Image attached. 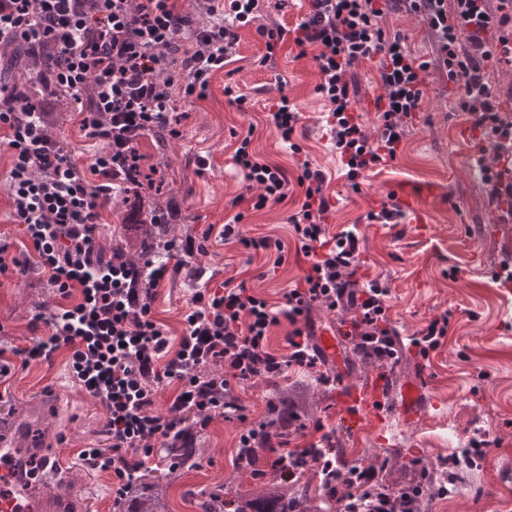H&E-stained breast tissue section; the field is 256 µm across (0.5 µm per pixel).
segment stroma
<instances>
[{"label":"stroma","instance_id":"stroma-1","mask_svg":"<svg viewBox=\"0 0 512 512\" xmlns=\"http://www.w3.org/2000/svg\"><path fill=\"white\" fill-rule=\"evenodd\" d=\"M385 24L407 37L417 58L432 59L434 39L420 16L391 13ZM264 53L254 29H241L235 63L214 76L206 99L182 103L180 137L149 148L153 158L167 161L170 189L181 207L182 219L173 225L172 237H194L204 245L181 272L159 285L155 318L169 336L179 338L197 289L216 288L230 278L246 280L253 294L270 303H282L308 268L287 222L302 197L297 159L307 157L326 177L325 193L332 203L329 234L357 225L361 272L388 286V317L401 337L409 338L444 313L450 321L448 337L429 357L406 348L395 363L369 365L359 361L350 341H341L336 361L313 370L292 367L272 382L241 384L237 395L248 420L265 416L277 390L309 385L316 404L306 429L289 431L291 447L329 433L339 459L390 463V473L379 477L385 485L407 482L415 466L437 468L456 449L486 441V460L460 464L446 491H427L425 512H512V294L492 279L512 259V244L498 232L499 212L480 175L471 171L477 155L472 133L452 109L454 96L445 72L430 68L423 108L409 124L396 159L366 172L354 186L326 131L329 104L316 91L319 76L312 58H298L290 42L274 65L262 64ZM354 73L359 89L355 110L367 130H375L374 101L383 92L378 63L360 61ZM228 86L245 96L243 105L229 103L224 94ZM283 96L302 115L298 157L265 124L269 108ZM247 135L257 160L280 165L289 177L286 200L258 212L242 200L246 184L234 162L235 150ZM406 189L425 211L424 226L365 223L369 210L380 209ZM239 212L245 215V235L281 240L283 251L250 255L224 242L217 229ZM53 301L51 288L36 269L0 275V347L29 344L32 318ZM322 373L332 376V383L319 382ZM377 379L384 382L383 420L351 430L340 416L337 393ZM409 382L421 385L427 402L425 416L414 420L403 418L398 409L400 392ZM0 394L5 397L0 419L24 417L36 400L47 411L43 425L32 433L30 460L37 464L59 452L72 465L65 482L50 486L51 499L65 503L66 512H113L111 476L78 465L81 450L108 445L105 409L79 388L65 354L12 369L0 382ZM244 423L219 418L198 437L196 445L204 450L198 466L163 483L171 512H200L205 493L217 486L233 495L234 448Z\"/></svg>","mask_w":512,"mask_h":512}]
</instances>
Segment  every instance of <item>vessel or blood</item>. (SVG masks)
I'll use <instances>...</instances> for the list:
<instances>
[{"mask_svg":"<svg viewBox=\"0 0 512 512\" xmlns=\"http://www.w3.org/2000/svg\"><path fill=\"white\" fill-rule=\"evenodd\" d=\"M380 395L372 388L358 386L342 397L347 426L357 427L363 414H375ZM28 426L15 423L13 429H0V512H46L44 500L36 492L38 479L58 480L65 469L62 459L50 456L42 465L39 477L26 472L25 449Z\"/></svg>","mask_w":512,"mask_h":512,"instance_id":"b4317fda","label":"vessel or blood"}]
</instances>
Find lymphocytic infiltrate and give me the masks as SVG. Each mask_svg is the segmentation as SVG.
Returning <instances> with one entry per match:
<instances>
[{
	"instance_id": "1",
	"label": "lymphocytic infiltrate",
	"mask_w": 512,
	"mask_h": 512,
	"mask_svg": "<svg viewBox=\"0 0 512 512\" xmlns=\"http://www.w3.org/2000/svg\"><path fill=\"white\" fill-rule=\"evenodd\" d=\"M389 10L423 17L437 36L436 63L461 89L458 111L495 152L512 151V120L502 115L512 87L498 96L488 84L489 69L512 68V0H309L308 13L292 30L261 24L260 0L211 7L202 25L177 0H0V49L20 46L38 55L53 47L58 63L35 78L76 103L82 138L99 147L91 164L80 166L50 134L42 104H22L0 83L8 196L25 237L20 255L12 253L11 243L0 242V274L37 267L55 296L54 308L31 321L37 339L8 352L26 366L69 350L80 388L106 408L111 439L109 447L83 450L82 459L111 473L115 500L134 497L148 463L173 469L171 449L193 445L216 418L243 417L235 384L276 378L293 365H317L321 353L309 342L311 303L348 312L355 346L374 343L380 358H397L389 290L375 279L359 281L357 229L328 235L325 176L310 161L299 165L301 208L288 217L310 264L302 284L285 293L283 306L228 279L220 289L194 294L185 330L171 341L152 313L155 290L170 275L172 260L202 251V243L173 240L136 264L117 250L102 259L99 232L102 214L116 198L125 209L123 237L168 222V213L129 193L128 185L151 165L149 135L164 128L178 137L179 102L206 96L214 75L231 61L238 29L246 26L264 39L265 60H273L288 40L299 56L313 57L316 90L330 105L326 124L350 181L395 159L408 123L422 110L431 64L415 58L405 35L381 26ZM175 46L183 56L171 66L166 52ZM374 57L385 92L374 101L380 124L372 138L354 109L358 88L351 69ZM249 146L242 139L234 160L248 186L259 189L252 208L282 203L287 171L254 161ZM284 321L291 326L285 336L290 352L282 357L269 351L268 339ZM8 352L0 348V378L11 372L1 362ZM217 364L223 372H214ZM173 381L178 393L166 413H157L158 390ZM358 476L360 491H342L327 481L338 512H410V488L377 490L374 472L362 469Z\"/></svg>"
}]
</instances>
